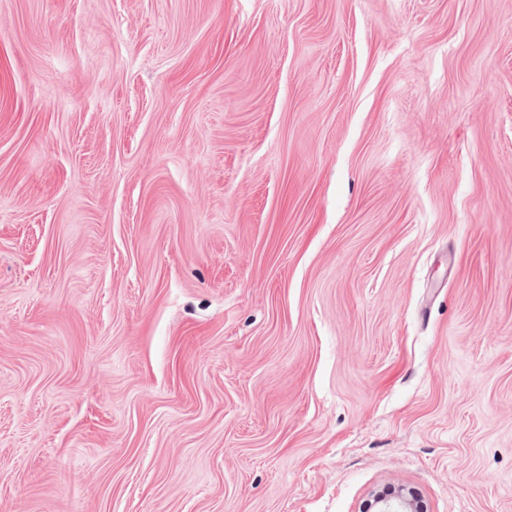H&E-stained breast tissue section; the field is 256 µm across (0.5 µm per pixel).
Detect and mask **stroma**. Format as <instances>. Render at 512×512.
Listing matches in <instances>:
<instances>
[{"label": "stroma", "instance_id": "35a3bbf8", "mask_svg": "<svg viewBox=\"0 0 512 512\" xmlns=\"http://www.w3.org/2000/svg\"><path fill=\"white\" fill-rule=\"evenodd\" d=\"M512 512V0H0V512Z\"/></svg>", "mask_w": 512, "mask_h": 512}]
</instances>
